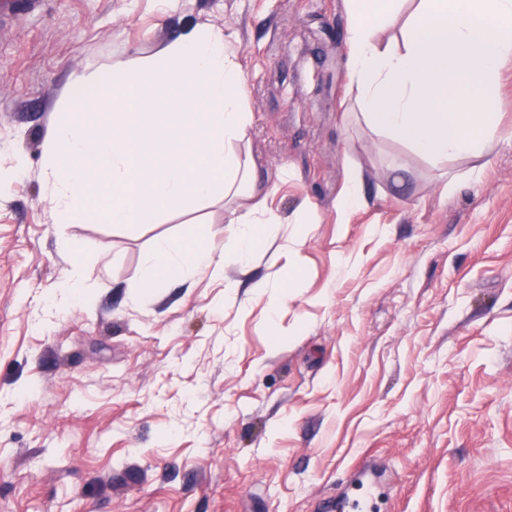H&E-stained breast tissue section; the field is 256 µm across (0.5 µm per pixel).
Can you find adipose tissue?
Listing matches in <instances>:
<instances>
[{
	"instance_id": "obj_1",
	"label": "adipose tissue",
	"mask_w": 512,
	"mask_h": 512,
	"mask_svg": "<svg viewBox=\"0 0 512 512\" xmlns=\"http://www.w3.org/2000/svg\"><path fill=\"white\" fill-rule=\"evenodd\" d=\"M348 69L355 116L373 131L434 160L497 145L501 65L512 59V0H347ZM93 96L48 131L44 162L56 223L98 216L153 224L190 204L224 205L227 249L157 237L140 285L185 282L247 266L261 225L276 223L250 149L252 116L241 67L222 27L198 25L136 65L94 80ZM187 103L160 138V97ZM101 115L99 124L83 121Z\"/></svg>"
}]
</instances>
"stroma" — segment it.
<instances>
[{
    "label": "stroma",
    "instance_id": "stroma-1",
    "mask_svg": "<svg viewBox=\"0 0 512 512\" xmlns=\"http://www.w3.org/2000/svg\"><path fill=\"white\" fill-rule=\"evenodd\" d=\"M200 23L231 37L279 221L248 267L143 288L156 237L228 244L223 204L55 223L44 140ZM349 24L346 0H0V166L26 162L0 194V512H319L364 469L376 512H512V61L499 146L432 161L349 118ZM362 177L358 171H352L338 208L344 216H349L356 208L365 203L361 191Z\"/></svg>",
    "mask_w": 512,
    "mask_h": 512
}]
</instances>
